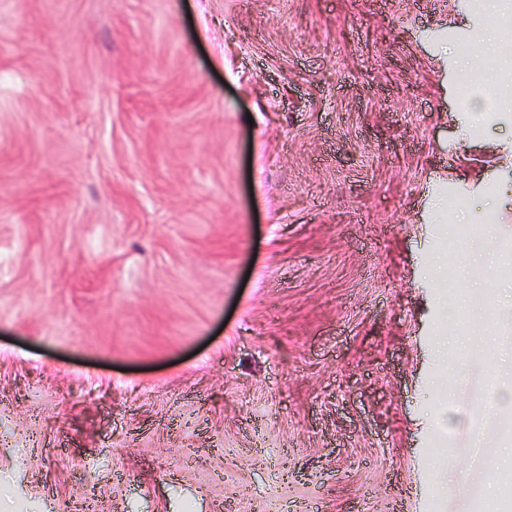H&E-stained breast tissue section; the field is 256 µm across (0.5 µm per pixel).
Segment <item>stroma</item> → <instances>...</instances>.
<instances>
[{"mask_svg": "<svg viewBox=\"0 0 512 512\" xmlns=\"http://www.w3.org/2000/svg\"><path fill=\"white\" fill-rule=\"evenodd\" d=\"M505 16L0 0V512L512 503Z\"/></svg>", "mask_w": 512, "mask_h": 512, "instance_id": "obj_1", "label": "stroma"}]
</instances>
